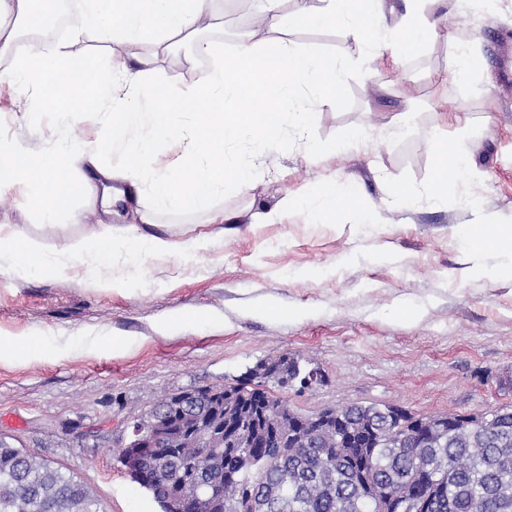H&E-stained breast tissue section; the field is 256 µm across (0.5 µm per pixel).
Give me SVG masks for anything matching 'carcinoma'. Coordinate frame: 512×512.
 Listing matches in <instances>:
<instances>
[{"mask_svg": "<svg viewBox=\"0 0 512 512\" xmlns=\"http://www.w3.org/2000/svg\"><path fill=\"white\" fill-rule=\"evenodd\" d=\"M58 17L49 15L32 34L48 47L56 41ZM282 373L298 377L310 370L286 354L270 357L247 370L232 385L236 418L252 431L262 425L256 406ZM221 385L201 386V397L182 402L180 393L162 395L133 418L143 426L160 420L170 426L185 416L224 423ZM342 413L355 418L374 414L373 404L353 403ZM417 416L403 409L386 438L361 442L368 463L348 458L352 449L319 436L306 447L240 448L229 458L222 448H196L190 442L140 452L135 467L119 462L131 480L150 493L160 512H180L191 500L201 512H243V497L256 492L266 512H373L376 496L395 497L393 512H512V412L497 413L483 424L479 415L446 422L434 433L417 426ZM0 512H100L92 490L46 460L0 437Z\"/></svg>", "mask_w": 512, "mask_h": 512, "instance_id": "1", "label": "carcinoma"}]
</instances>
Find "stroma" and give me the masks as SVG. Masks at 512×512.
<instances>
[{"instance_id": "obj_1", "label": "stroma", "mask_w": 512, "mask_h": 512, "mask_svg": "<svg viewBox=\"0 0 512 512\" xmlns=\"http://www.w3.org/2000/svg\"><path fill=\"white\" fill-rule=\"evenodd\" d=\"M432 9L441 18L436 36L398 65L386 53L367 61L346 29L289 33L295 46L343 50L352 64L304 137L267 152L249 142L236 149L238 158H257L259 170L249 189L214 200L229 222L210 223L206 211L154 210L149 194L129 187L107 209L100 195L75 194L80 221L50 223L27 196L1 192L0 226L51 255L101 224L162 237L172 248L144 261L124 254L102 270L91 256H72L62 272L41 277L15 271L10 244H0V342L38 335L52 345L43 357L0 355V436L73 474L104 512H157L118 461L127 422L162 394L236 383L281 353L321 374L312 388L279 392L306 414L351 403L417 415L512 406V278L471 275L456 234L483 216L512 224V0H493L488 10L435 0ZM263 11L264 0L244 9L215 0L197 38L227 49L265 41ZM194 40L163 46L148 38L135 51L156 57L152 81L190 86L214 64L194 55ZM462 45L476 61L464 79L453 71ZM408 108L410 130L395 133L391 118ZM455 108L466 127L445 123ZM55 111L0 96V137L38 153L64 137L80 145L96 124L67 130ZM350 128L362 132L356 148L329 152ZM434 131L462 142L473 171L440 205L425 193ZM312 143L326 153L309 158ZM122 168V150L111 149L67 175L117 186ZM326 181L354 182L380 222L302 214L264 222L285 198ZM399 181L417 192L412 208L391 202ZM103 278L110 287L100 286ZM185 310L198 312L193 325L177 323Z\"/></svg>"}]
</instances>
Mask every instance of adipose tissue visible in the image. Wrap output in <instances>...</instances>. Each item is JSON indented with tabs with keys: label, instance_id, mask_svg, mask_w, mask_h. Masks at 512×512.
Segmentation results:
<instances>
[{
	"label": "adipose tissue",
	"instance_id": "obj_1",
	"mask_svg": "<svg viewBox=\"0 0 512 512\" xmlns=\"http://www.w3.org/2000/svg\"><path fill=\"white\" fill-rule=\"evenodd\" d=\"M430 2L406 0L404 13L390 29L384 23L383 0H320L316 7L300 0L289 15L281 14L279 0H267L263 21L272 33L270 39L238 44L199 86L175 89L162 100L146 60L134 55H95L72 69L64 65L58 49L16 55L14 32L0 27V57L15 55L7 80L24 94L59 92L64 105L57 115L59 124L74 127L87 113L100 114L112 144L125 151L126 177L147 179L159 205L199 210L224 190L240 191L254 181L257 164L234 160L232 145L247 139L262 149H277L284 128L304 132L317 110L341 89L349 57H327L296 47L288 41V31L340 27L360 36L367 58L386 46L395 59L404 60L436 34L427 15ZM210 8L211 0H79L76 29L93 32L108 46H131L147 35L162 44L199 28ZM173 139L182 143L178 163L148 175L154 156ZM72 162L71 143L65 139L38 154L0 143V184L21 186L33 202L45 204L48 215L76 221L80 212L60 192L61 174ZM469 176L461 142L437 139L428 196L437 203L447 201L449 191ZM295 208L355 224L370 215L369 204L352 182L324 184L298 200ZM458 233L474 257L472 275H486L481 257L493 252L504 259L497 275L512 277L511 224L485 220L462 225ZM0 241L10 242L21 273L49 276L62 268L36 240L14 237L0 227ZM125 243L111 225L103 224L64 251L70 256L93 254L104 267Z\"/></svg>",
	"mask_w": 512,
	"mask_h": 512
}]
</instances>
